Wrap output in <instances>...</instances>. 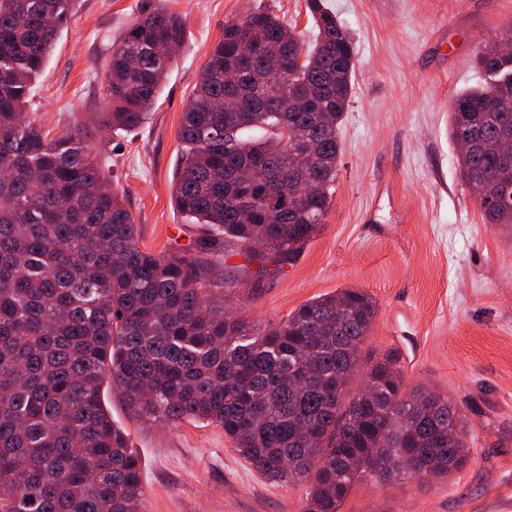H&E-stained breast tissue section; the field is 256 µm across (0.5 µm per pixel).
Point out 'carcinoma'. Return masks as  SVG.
Here are the masks:
<instances>
[{
  "instance_id": "obj_1",
  "label": "carcinoma",
  "mask_w": 512,
  "mask_h": 512,
  "mask_svg": "<svg viewBox=\"0 0 512 512\" xmlns=\"http://www.w3.org/2000/svg\"><path fill=\"white\" fill-rule=\"evenodd\" d=\"M74 0H0V512H139L142 472L112 423V386L142 423L224 429L264 479H311L303 512H341L357 482L433 478L470 458L455 400L408 388L396 360L351 390L377 314L359 288L313 298L278 322L231 314L200 255L234 245L252 260L292 259L331 205L338 129L355 43L325 0H306V47L257 10L224 26L185 107L175 208L219 237L198 255L152 254L108 188L100 142L83 125L51 135L27 116L34 83ZM257 53L239 54L240 37ZM184 45L179 14L139 15L112 43L100 126L146 120ZM292 54L293 69L270 62ZM490 78L455 96L450 136L480 207L512 224V54L487 45Z\"/></svg>"
}]
</instances>
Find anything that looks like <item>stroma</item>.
I'll return each mask as SVG.
<instances>
[{
	"label": "stroma",
	"mask_w": 512,
	"mask_h": 512,
	"mask_svg": "<svg viewBox=\"0 0 512 512\" xmlns=\"http://www.w3.org/2000/svg\"><path fill=\"white\" fill-rule=\"evenodd\" d=\"M327 2L356 47L330 208L295 259L260 263L234 250L213 256L211 275L234 277L225 305L260 322L363 289L377 302L364 365L394 356L407 386L433 388L463 409L471 449L463 468L427 483L361 481L341 512H512V225L485 222L449 137V105L483 81L476 53L512 31V0ZM157 7L182 16L185 44L148 118L107 132L99 161L142 250L190 254L210 230L171 202L178 130L225 24L269 11L307 41L312 24L305 0H76L30 116L54 133L77 120L97 133L112 39ZM105 402L140 460L143 512H302L307 483L261 478L221 427L147 426L118 392L106 391Z\"/></svg>",
	"instance_id": "1"
}]
</instances>
